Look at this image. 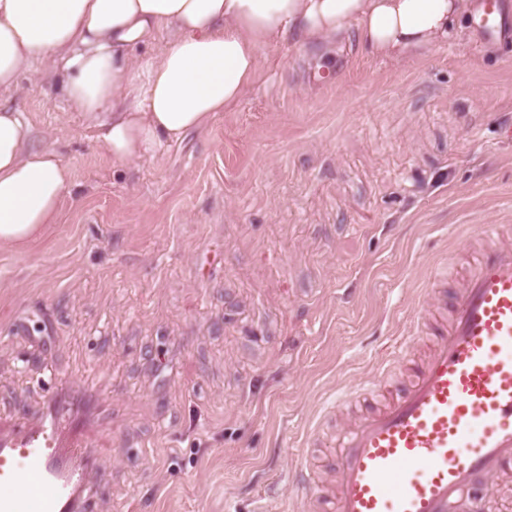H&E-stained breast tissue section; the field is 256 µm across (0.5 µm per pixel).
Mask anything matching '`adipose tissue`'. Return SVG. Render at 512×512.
Returning a JSON list of instances; mask_svg holds the SVG:
<instances>
[{
	"mask_svg": "<svg viewBox=\"0 0 512 512\" xmlns=\"http://www.w3.org/2000/svg\"><path fill=\"white\" fill-rule=\"evenodd\" d=\"M470 0H0V89L32 65L61 74L66 103L113 164L151 159L237 108L266 48L346 36L393 67L464 29ZM21 113L0 105V250L57 223L73 172L31 149Z\"/></svg>",
	"mask_w": 512,
	"mask_h": 512,
	"instance_id": "adipose-tissue-1",
	"label": "adipose tissue"
}]
</instances>
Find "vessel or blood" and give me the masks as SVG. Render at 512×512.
<instances>
[{"label": "vessel or blood", "instance_id": "obj_1", "mask_svg": "<svg viewBox=\"0 0 512 512\" xmlns=\"http://www.w3.org/2000/svg\"><path fill=\"white\" fill-rule=\"evenodd\" d=\"M498 15V0H482L475 24L495 35ZM474 244L456 287L447 264L432 268L377 407L349 418L329 480L293 473L295 496L331 512H488L477 477L512 473V225H484ZM44 385L45 415L0 432V512H96L100 451Z\"/></svg>", "mask_w": 512, "mask_h": 512}]
</instances>
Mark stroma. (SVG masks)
Returning a JSON list of instances; mask_svg holds the SVG:
<instances>
[{"instance_id": "1", "label": "stroma", "mask_w": 512, "mask_h": 512, "mask_svg": "<svg viewBox=\"0 0 512 512\" xmlns=\"http://www.w3.org/2000/svg\"><path fill=\"white\" fill-rule=\"evenodd\" d=\"M266 56L235 111L122 169L59 76L0 91L74 170L58 223L0 251V426L41 417L52 370L100 512H296L322 407L379 376L463 227L512 224V40Z\"/></svg>"}]
</instances>
